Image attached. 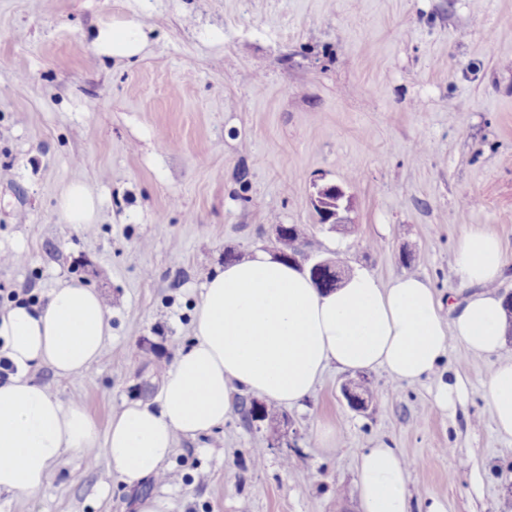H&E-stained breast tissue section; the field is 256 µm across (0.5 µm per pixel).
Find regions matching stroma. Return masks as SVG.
Returning <instances> with one entry per match:
<instances>
[{
	"label": "stroma",
	"instance_id": "1",
	"mask_svg": "<svg viewBox=\"0 0 512 512\" xmlns=\"http://www.w3.org/2000/svg\"><path fill=\"white\" fill-rule=\"evenodd\" d=\"M142 29L129 58L98 54L93 31ZM84 183L92 223L59 201ZM338 186L349 224L319 223L317 189ZM290 224L318 257L382 280L426 277L469 290L452 269L470 225L512 263V0H0V309L30 290L97 291L112 336L81 375L30 370L99 431L132 402L156 403L194 340L202 288L229 259L276 254ZM162 358L144 351L145 341ZM495 358L452 347L440 368L467 386L434 405L435 382L329 370L288 408L287 444L239 414L178 437L165 479L127 487L106 459L65 453L34 497L0 512H360L355 464L369 448L409 461L415 512H512V439L494 430L483 383ZM369 386L366 411L343 384ZM341 424L333 447L319 430Z\"/></svg>",
	"mask_w": 512,
	"mask_h": 512
}]
</instances>
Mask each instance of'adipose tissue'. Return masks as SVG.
<instances>
[{
	"mask_svg": "<svg viewBox=\"0 0 512 512\" xmlns=\"http://www.w3.org/2000/svg\"><path fill=\"white\" fill-rule=\"evenodd\" d=\"M94 46L115 57L144 47L142 31L99 30ZM506 267L493 234L472 225L453 256V270L472 292L443 304L430 282L410 274L382 282L358 269L333 291H320L308 271L264 252L217 270L203 287L194 344L166 372L157 406L127 405L99 434L88 412L54 398L28 378L35 366L57 376L87 370L112 334L109 312L94 289L54 288L44 307L0 310V336L16 372L0 385V493L32 497L65 453L104 455L127 485L159 475L178 437H196L235 410L238 390L294 406L333 367L385 369L396 381L437 377L434 402L454 411L466 393L462 380H439L451 343L475 354L504 345V299L493 291ZM497 431L512 438V360L492 367L484 384ZM361 512H411L408 466L392 448L360 454Z\"/></svg>",
	"mask_w": 512,
	"mask_h": 512,
	"instance_id": "obj_1",
	"label": "adipose tissue"
}]
</instances>
